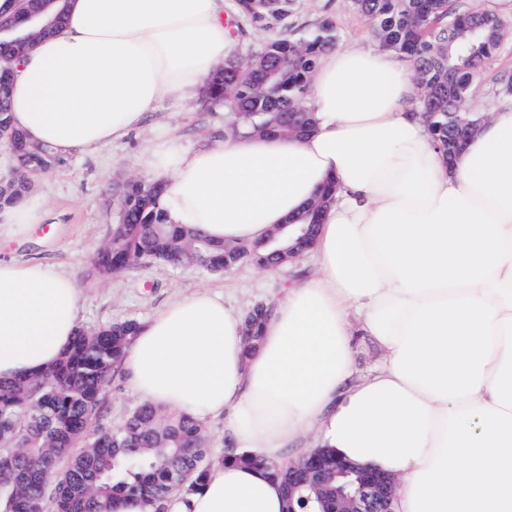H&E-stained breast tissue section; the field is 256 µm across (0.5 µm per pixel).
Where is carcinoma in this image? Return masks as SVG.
<instances>
[{
    "mask_svg": "<svg viewBox=\"0 0 512 512\" xmlns=\"http://www.w3.org/2000/svg\"><path fill=\"white\" fill-rule=\"evenodd\" d=\"M371 23L382 49L394 51L413 67L421 108L439 150L453 148L451 121L462 111L475 72L497 51L503 25L492 11L480 15L483 38L468 29L471 13H458L452 0H352ZM294 4L280 13L250 17L264 26L285 24ZM336 42L331 20L297 39H275L256 51L239 50L225 60L228 80L216 78L206 100L245 114L229 127L237 135L251 129L297 138L311 126L304 106L309 74L319 56ZM284 115L283 126L266 128L270 113ZM304 113L295 122L292 114ZM0 129L26 167L48 169L58 157L48 146L33 144L16 130L8 100H0ZM158 185L127 181L120 191L118 223L96 254L97 273L109 276L128 266L127 258L198 267L212 273L244 262L266 268L285 261L288 249L272 240L241 252L234 244L212 241L179 224H171L159 204ZM267 318L263 302L245 313L246 350L260 339ZM140 322L128 319L94 332L81 330L58 365L42 377L0 381V512H106L115 495H137L149 512H167L173 493L199 491L211 469L206 426L188 415L135 406L114 428L105 422L104 394L119 369L124 351ZM254 465V454L225 449L221 463Z\"/></svg>",
    "mask_w": 512,
    "mask_h": 512,
    "instance_id": "obj_1",
    "label": "carcinoma"
}]
</instances>
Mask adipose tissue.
I'll return each mask as SVG.
<instances>
[{"label": "adipose tissue", "mask_w": 512, "mask_h": 512, "mask_svg": "<svg viewBox=\"0 0 512 512\" xmlns=\"http://www.w3.org/2000/svg\"><path fill=\"white\" fill-rule=\"evenodd\" d=\"M232 49L224 0H67L64 24L16 63L13 126L58 154L117 144L154 105L206 85ZM299 139L168 135L142 168L171 223L258 243L335 199L310 249L316 270L272 298L252 354L242 315L208 290L144 321L121 371L142 399L224 423L241 452L280 461L320 447L394 478L395 512H512V106L455 161L434 143L399 55H321ZM82 321L74 278L0 261V380L46 373ZM383 351L356 375L357 335ZM168 512H285L254 465L218 464Z\"/></svg>", "instance_id": "1"}]
</instances>
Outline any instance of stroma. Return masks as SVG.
Instances as JSON below:
<instances>
[{"mask_svg":"<svg viewBox=\"0 0 512 512\" xmlns=\"http://www.w3.org/2000/svg\"><path fill=\"white\" fill-rule=\"evenodd\" d=\"M454 5L462 12L495 10L504 28L496 54L474 77L466 107L490 114L512 106V94H504L498 81L502 73L512 72V11L501 10L498 0H454ZM325 18L335 25L337 47H375L369 20L353 8L351 0H296L295 14L287 27L247 26L240 39L244 48L252 49L276 38L310 34ZM233 120L230 110L209 107L202 93L197 92L178 107L165 101L158 103L152 111L150 128L132 134L123 145L76 151L50 170L28 172L32 185L29 200L43 211L44 221L32 225L23 236L0 243V258L36 259L71 273L80 289L82 326L86 329L127 319L145 321L168 300L204 288L222 295L242 312L313 273L314 260L306 256L271 274L253 265L219 275L141 262L106 280L96 275L94 257L117 221L115 195L123 183L142 176L140 159L154 140L153 126H167L185 147L197 148L224 135Z\"/></svg>","mask_w":512,"mask_h":512,"instance_id":"obj_1","label":"stroma"}]
</instances>
